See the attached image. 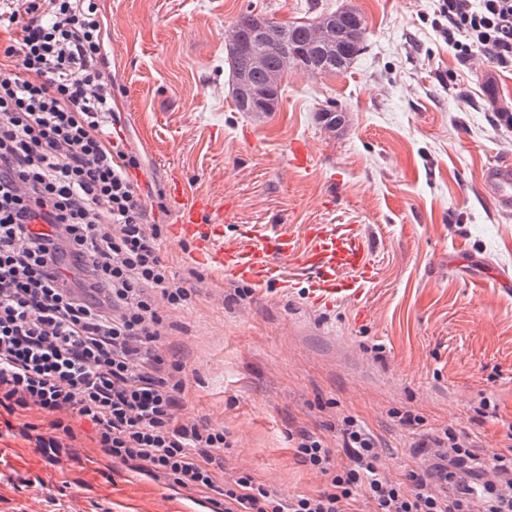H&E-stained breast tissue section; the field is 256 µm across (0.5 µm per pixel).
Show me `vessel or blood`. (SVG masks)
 I'll use <instances>...</instances> for the list:
<instances>
[{
    "instance_id": "obj_1",
    "label": "vessel or blood",
    "mask_w": 512,
    "mask_h": 512,
    "mask_svg": "<svg viewBox=\"0 0 512 512\" xmlns=\"http://www.w3.org/2000/svg\"><path fill=\"white\" fill-rule=\"evenodd\" d=\"M481 188L497 208L506 213L512 211L511 164L489 166ZM167 192L178 209L177 238L194 244L204 261L222 267L232 278L261 291L272 286L289 287L283 261L297 250L292 233H272L243 250L225 237L222 224L212 220L213 206L208 198L185 200L183 183L177 178L168 183ZM307 236L312 242L307 266L316 274L308 290L313 305L329 308L340 298L360 294L361 283L370 278L361 245L325 225L309 227Z\"/></svg>"
}]
</instances>
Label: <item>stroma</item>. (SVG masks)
Returning a JSON list of instances; mask_svg holds the SVG:
<instances>
[{
    "label": "stroma",
    "mask_w": 512,
    "mask_h": 512,
    "mask_svg": "<svg viewBox=\"0 0 512 512\" xmlns=\"http://www.w3.org/2000/svg\"><path fill=\"white\" fill-rule=\"evenodd\" d=\"M112 80L141 189L171 177L226 214L224 232L252 244L306 225L344 229L367 247L373 279L360 299L318 309L313 275L284 260L293 288L239 297V281L175 240L173 212L153 211L175 281L192 292L167 310V361H182L185 412L224 427L229 471L249 470L288 497L317 489L295 442L306 430L338 448V417L360 420L395 478L434 462L421 430H462L482 448L512 436V215L482 193L485 168L512 163V71L461 64L434 31L435 0H101ZM359 9L366 48L336 76L290 70L276 111H237L227 42L244 11L282 23ZM344 111L327 127L321 110ZM304 142L311 167L291 163ZM50 461L0 436V512H211L102 456L89 424Z\"/></svg>",
    "instance_id": "35a3bbf8"
}]
</instances>
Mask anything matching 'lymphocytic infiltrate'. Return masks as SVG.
Here are the masks:
<instances>
[{
  "instance_id": "obj_1",
  "label": "lymphocytic infiltrate",
  "mask_w": 512,
  "mask_h": 512,
  "mask_svg": "<svg viewBox=\"0 0 512 512\" xmlns=\"http://www.w3.org/2000/svg\"><path fill=\"white\" fill-rule=\"evenodd\" d=\"M432 25L459 62L512 68V0H437ZM0 410L6 430L53 459L91 424L112 461L214 496L217 512H512V442L486 452L460 430L430 437L433 468L391 477L376 438L338 423L342 450L301 432L300 462L324 476L288 498L249 471L228 474L230 433L181 415L180 363L166 320L190 294L162 254L129 176L140 162L112 106L109 24L100 0H0ZM37 410L45 422L27 421ZM476 465L472 493L456 470Z\"/></svg>"
}]
</instances>
